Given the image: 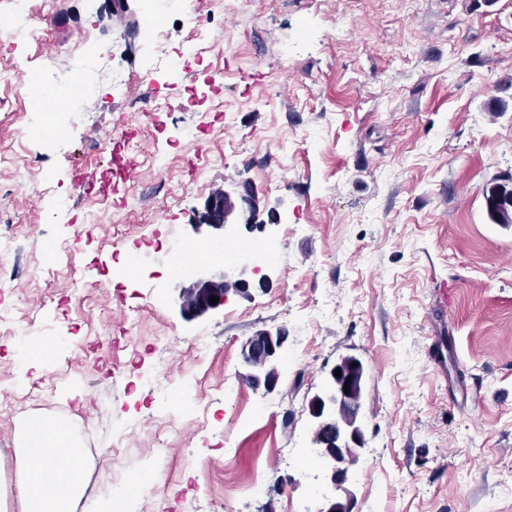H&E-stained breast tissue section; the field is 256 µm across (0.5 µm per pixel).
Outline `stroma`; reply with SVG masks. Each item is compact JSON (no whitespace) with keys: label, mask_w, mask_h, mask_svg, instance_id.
Here are the masks:
<instances>
[{"label":"stroma","mask_w":512,"mask_h":512,"mask_svg":"<svg viewBox=\"0 0 512 512\" xmlns=\"http://www.w3.org/2000/svg\"><path fill=\"white\" fill-rule=\"evenodd\" d=\"M161 2L163 55L138 30L143 0H54L48 13L32 0L42 42L0 44V71L15 75L0 88V225L28 259L0 295L14 314L0 333L9 512L40 348L55 377L45 415L110 451L88 469L104 488L98 512L144 477L148 512H191L198 496L221 512H319L310 488L325 473L305 474L293 454L311 445L310 398L348 355L367 374L353 512H512V224L494 223L486 201L512 189V0H238L187 69L175 54L192 36L186 5ZM88 43L110 46L111 80L69 141L37 142L19 60L54 81ZM129 124L134 177L100 203L74 192L75 164L104 175L97 146ZM160 178L177 196L151 194ZM246 185L264 229L234 238L280 242L278 258L249 296L185 318L174 241L209 240L193 230L207 197ZM52 240L72 271L34 277ZM133 254L136 274L113 277L114 256ZM279 329L294 361L267 394L244 383L240 350ZM164 370L197 385L165 392ZM166 414L178 423L160 449Z\"/></svg>","instance_id":"stroma-1"}]
</instances>
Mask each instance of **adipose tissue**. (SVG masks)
<instances>
[{"label":"adipose tissue","instance_id":"ef3b65f1","mask_svg":"<svg viewBox=\"0 0 512 512\" xmlns=\"http://www.w3.org/2000/svg\"><path fill=\"white\" fill-rule=\"evenodd\" d=\"M14 453L20 512H85L88 476L68 465L81 448L66 430L31 418L16 433Z\"/></svg>","mask_w":512,"mask_h":512}]
</instances>
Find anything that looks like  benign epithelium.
<instances>
[{"instance_id": "7a95c632", "label": "benign epithelium", "mask_w": 512, "mask_h": 512, "mask_svg": "<svg viewBox=\"0 0 512 512\" xmlns=\"http://www.w3.org/2000/svg\"><path fill=\"white\" fill-rule=\"evenodd\" d=\"M256 206L255 199L249 193L239 194L235 200L227 191H216L206 201L203 223L193 225L196 232L207 227L217 234L229 224L244 226L247 232L256 229L251 223V211ZM256 273L242 266L236 270L217 269L214 272L201 271L188 286L180 289L179 311L184 317L200 316L220 306L224 297L233 292L239 295L249 293L248 273ZM218 297V302L210 303L211 297ZM288 336L285 331H262L249 337L241 347V359L248 368L245 375L248 383L267 393L275 391L277 381L273 380L281 352ZM328 388L317 400L312 410V417L318 421L313 430V439L320 438V432L331 430L336 433V447L321 448L319 452L328 459V482L337 490L343 488L348 480L349 470L359 461V449L363 442L360 407L348 401L344 386L336 384L338 377L329 371ZM320 512H353V496L347 495L340 502L331 496H323Z\"/></svg>"}]
</instances>
